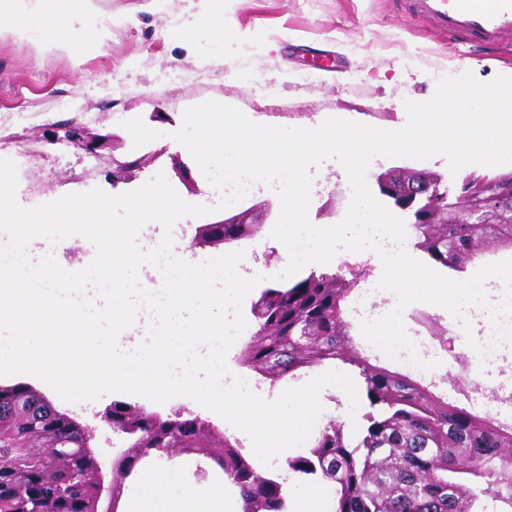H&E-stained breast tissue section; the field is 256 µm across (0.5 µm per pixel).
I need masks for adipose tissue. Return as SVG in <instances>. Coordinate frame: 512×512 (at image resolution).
Here are the masks:
<instances>
[{"instance_id":"adipose-tissue-1","label":"adipose tissue","mask_w":512,"mask_h":512,"mask_svg":"<svg viewBox=\"0 0 512 512\" xmlns=\"http://www.w3.org/2000/svg\"><path fill=\"white\" fill-rule=\"evenodd\" d=\"M118 19L103 11L96 0H0V34L30 42L47 52L65 50L75 59L103 52L112 40ZM141 495L124 512H231L232 499L223 486L201 492L186 485L174 491L167 473L158 467L138 476Z\"/></svg>"}]
</instances>
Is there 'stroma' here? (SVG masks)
<instances>
[{"label": "stroma", "instance_id": "obj_1", "mask_svg": "<svg viewBox=\"0 0 512 512\" xmlns=\"http://www.w3.org/2000/svg\"><path fill=\"white\" fill-rule=\"evenodd\" d=\"M139 2L102 0V8L136 19L113 29L104 53L79 64L62 52L0 38V152L20 157L16 197L22 206L94 188L121 194L160 173L184 201L198 203L210 183L172 134L186 108L207 100L260 124L307 127L336 117L400 128L405 100H428L442 75L469 71L486 82L512 72V45L483 51L448 39L404 15L397 0H209V9L234 30L220 47L204 31L191 43L182 40L199 0H166L155 14L136 13ZM135 117L159 138L134 146L123 123ZM70 120L85 140L98 142L95 153L51 143L56 125ZM131 154L144 164L121 168ZM309 173L311 223L340 222L352 196L345 170L329 159ZM95 254L79 235L55 244L39 238L25 249L30 263L50 255L69 271L83 269ZM432 314L448 328L436 375L452 380L473 350L458 320L441 308ZM129 401L163 416L183 407L217 435L233 433L223 418L187 397L157 404L133 395Z\"/></svg>", "mask_w": 512, "mask_h": 512}]
</instances>
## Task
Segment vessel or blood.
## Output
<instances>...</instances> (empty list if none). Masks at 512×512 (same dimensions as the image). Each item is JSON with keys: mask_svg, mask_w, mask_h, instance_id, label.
Returning <instances> with one entry per match:
<instances>
[{"mask_svg": "<svg viewBox=\"0 0 512 512\" xmlns=\"http://www.w3.org/2000/svg\"><path fill=\"white\" fill-rule=\"evenodd\" d=\"M404 11L448 37L486 47L512 39V0H403Z\"/></svg>", "mask_w": 512, "mask_h": 512, "instance_id": "vessel-or-blood-1", "label": "vessel or blood"}]
</instances>
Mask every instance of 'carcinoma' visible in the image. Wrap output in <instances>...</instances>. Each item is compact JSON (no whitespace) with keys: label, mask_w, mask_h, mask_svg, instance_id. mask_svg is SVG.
I'll use <instances>...</instances> for the list:
<instances>
[{"label":"carcinoma","mask_w":512,"mask_h":512,"mask_svg":"<svg viewBox=\"0 0 512 512\" xmlns=\"http://www.w3.org/2000/svg\"><path fill=\"white\" fill-rule=\"evenodd\" d=\"M512 174L497 171L465 176L456 186L421 201L408 225L413 247L434 263L462 272L479 260L487 244L512 247ZM261 224H212L215 238L229 245L262 231ZM367 276L348 261L333 272L312 271L292 282H273L252 305L254 330L241 345L236 364L274 387L304 368L340 361L357 368L365 412L357 434L331 419L312 448L289 457V470L332 487V512H486L483 500L512 512V424L448 402L430 385L408 374L371 363L351 335L345 303ZM414 322L441 338L448 329L418 311ZM112 433L132 440L134 453L112 461V483L121 499L140 460L168 448L212 459L219 480L235 490L243 512H288L284 482L249 462L242 442L218 441L202 419L178 408L168 417L125 401L112 402ZM0 457L15 473L7 490L25 506L31 448H52L68 470L49 483L53 504L72 508L70 475L83 468L72 451V436L35 393L22 384L0 391Z\"/></svg>","instance_id":"1"}]
</instances>
